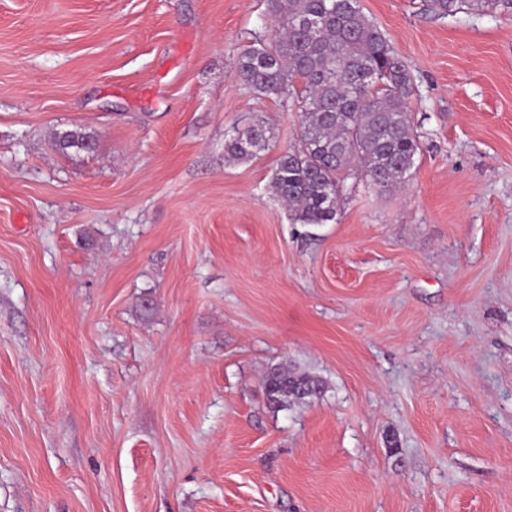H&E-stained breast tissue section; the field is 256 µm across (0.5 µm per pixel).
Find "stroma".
<instances>
[{"instance_id": "35a3bbf8", "label": "stroma", "mask_w": 512, "mask_h": 512, "mask_svg": "<svg viewBox=\"0 0 512 512\" xmlns=\"http://www.w3.org/2000/svg\"><path fill=\"white\" fill-rule=\"evenodd\" d=\"M360 3L420 156L312 225L236 77L269 0H0V512H512V14ZM270 129L263 124L250 125L243 130H236L233 137L224 141V151L237 161H250L268 147ZM56 146L61 150L75 148L82 151L93 149V140L90 136L79 131H66L56 135ZM325 388L321 377L279 366L269 370L263 381L265 404L273 412L284 410L291 403L306 402L315 397L313 391L320 395Z\"/></svg>"}]
</instances>
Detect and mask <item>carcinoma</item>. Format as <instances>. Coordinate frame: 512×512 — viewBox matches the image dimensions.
Returning <instances> with one entry per match:
<instances>
[{"label": "carcinoma", "instance_id": "obj_1", "mask_svg": "<svg viewBox=\"0 0 512 512\" xmlns=\"http://www.w3.org/2000/svg\"><path fill=\"white\" fill-rule=\"evenodd\" d=\"M437 15L512 11V0H424ZM274 38L241 53L237 76L257 93L292 99L301 114L298 146L276 160L273 187L295 224H334L348 172L356 168L368 187L383 193L404 186L420 143L408 101L412 79L405 61L363 13L359 0H271ZM263 124L236 130L224 151L250 161L266 147ZM61 150L93 149L79 131L56 135ZM326 382L285 367L263 381L273 412L303 403Z\"/></svg>", "mask_w": 512, "mask_h": 512}]
</instances>
